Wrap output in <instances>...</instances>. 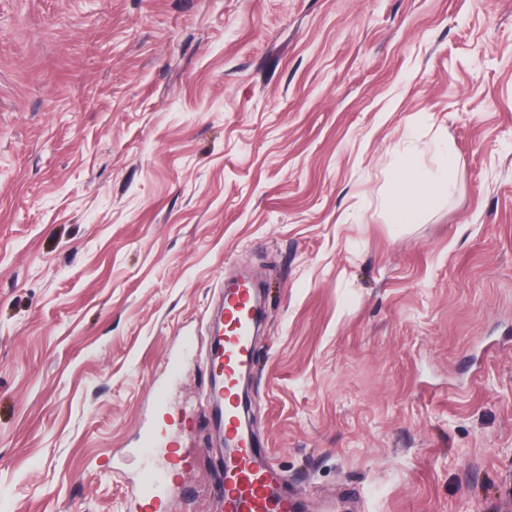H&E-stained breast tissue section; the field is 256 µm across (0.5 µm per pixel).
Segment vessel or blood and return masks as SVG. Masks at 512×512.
<instances>
[{
    "label": "vessel or blood",
    "instance_id": "vessel-or-blood-1",
    "mask_svg": "<svg viewBox=\"0 0 512 512\" xmlns=\"http://www.w3.org/2000/svg\"><path fill=\"white\" fill-rule=\"evenodd\" d=\"M253 301L254 295L247 287L234 288L223 295L222 309L214 317L212 335L208 339L209 363L224 366L221 381L208 391L216 409L213 420L237 446L215 495L221 512H297L298 506L292 500L271 496L277 474L272 465L262 461L261 452L252 441L240 434L235 388L252 362ZM166 485L164 465L144 470L138 487L141 512H159Z\"/></svg>",
    "mask_w": 512,
    "mask_h": 512
}]
</instances>
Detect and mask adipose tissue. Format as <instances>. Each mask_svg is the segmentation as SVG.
<instances>
[{
  "label": "adipose tissue",
  "mask_w": 512,
  "mask_h": 512,
  "mask_svg": "<svg viewBox=\"0 0 512 512\" xmlns=\"http://www.w3.org/2000/svg\"><path fill=\"white\" fill-rule=\"evenodd\" d=\"M453 166L454 159L449 156L435 171L417 170L397 176L390 199L394 222L411 224L425 211L437 208L448 194L449 172Z\"/></svg>",
  "instance_id": "obj_1"
}]
</instances>
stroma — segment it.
<instances>
[{"mask_svg": "<svg viewBox=\"0 0 512 512\" xmlns=\"http://www.w3.org/2000/svg\"><path fill=\"white\" fill-rule=\"evenodd\" d=\"M243 277L302 512H512V0H0V512H140L157 420L166 512H216ZM415 166V157L409 156L408 167L414 169ZM453 166L454 159L448 154L443 165L433 172L415 168L413 174L406 172L397 176L390 199L394 223H414L425 211L437 208L448 195L449 172Z\"/></svg>", "mask_w": 512, "mask_h": 512, "instance_id": "stroma-1", "label": "stroma"}]
</instances>
